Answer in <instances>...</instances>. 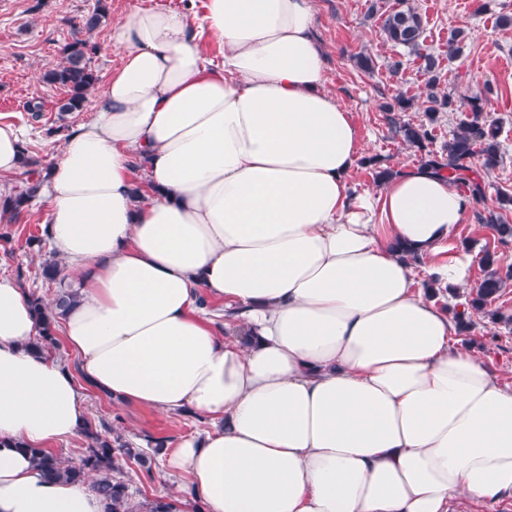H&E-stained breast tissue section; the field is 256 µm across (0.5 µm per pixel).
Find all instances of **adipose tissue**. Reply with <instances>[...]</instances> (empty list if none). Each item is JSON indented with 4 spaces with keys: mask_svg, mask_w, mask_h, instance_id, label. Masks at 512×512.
Wrapping results in <instances>:
<instances>
[{
    "mask_svg": "<svg viewBox=\"0 0 512 512\" xmlns=\"http://www.w3.org/2000/svg\"><path fill=\"white\" fill-rule=\"evenodd\" d=\"M314 20V0H206L113 24L120 63L42 184L78 374L32 353L31 297L0 275V512H104L28 455L82 431L89 389L210 422L165 457L193 493L171 512L512 498V389L422 293L468 285L471 201L420 163L352 191L366 151Z\"/></svg>",
    "mask_w": 512,
    "mask_h": 512,
    "instance_id": "1",
    "label": "adipose tissue"
}]
</instances>
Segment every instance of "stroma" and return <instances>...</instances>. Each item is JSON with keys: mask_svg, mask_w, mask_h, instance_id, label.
I'll return each mask as SVG.
<instances>
[{"mask_svg": "<svg viewBox=\"0 0 512 512\" xmlns=\"http://www.w3.org/2000/svg\"><path fill=\"white\" fill-rule=\"evenodd\" d=\"M316 32L329 58L328 86L350 113L366 148L385 159L388 166L403 169L420 160L397 136L381 106L398 93L419 94L425 77L418 61H409L402 77L391 76L387 65L396 50L386 43L377 19L368 15L370 0H314ZM421 14L424 47L445 54L451 28L464 29L460 55L444 63L441 84L458 98L481 96L492 119L499 123L502 161L486 169L481 157L471 168L485 188L483 202L473 205L457 240L472 251H481L493 237L480 220L495 208L500 191L512 193V28L499 27L498 18L512 14V0H405ZM97 0H0V122L23 129L30 156L47 167L58 155L65 137L82 115L58 111L60 88L45 83L42 75L58 64L60 47L69 41L73 26L92 11ZM370 53L373 74L358 70L353 55ZM40 111H33V104ZM47 203L35 197L28 210L11 224H0V273L17 277L29 292L52 300L58 286L44 280L39 266L51 257L50 245L41 250L29 246L30 237L42 235ZM471 331L463 333V347L478 354L497 380L512 388V325L494 324L473 315ZM90 421L118 426L130 446L153 454L157 439L173 449L180 438L205 431L206 420L181 414H164L150 408L125 406L96 392L86 394ZM135 499L179 495L190 498L184 480L168 472L161 462L144 468L136 461L124 466Z\"/></svg>", "mask_w": 512, "mask_h": 512, "instance_id": "1", "label": "stroma"}]
</instances>
